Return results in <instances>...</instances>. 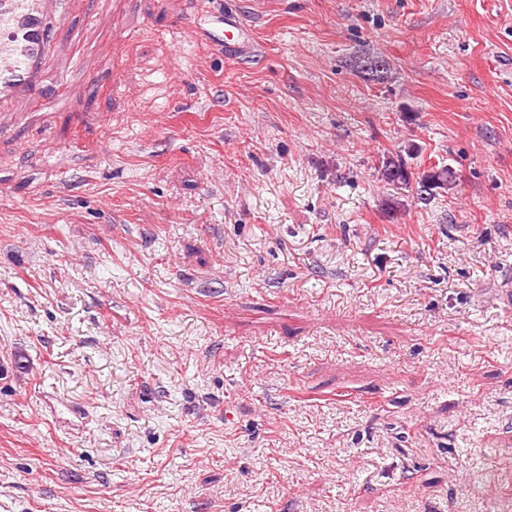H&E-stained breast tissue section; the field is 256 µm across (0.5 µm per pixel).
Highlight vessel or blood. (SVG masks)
I'll use <instances>...</instances> for the list:
<instances>
[{
    "label": "vessel or blood",
    "instance_id": "vessel-or-blood-1",
    "mask_svg": "<svg viewBox=\"0 0 512 512\" xmlns=\"http://www.w3.org/2000/svg\"><path fill=\"white\" fill-rule=\"evenodd\" d=\"M69 0H0V112L35 98L49 78L48 62ZM197 40L232 57L246 54L253 36L232 13L206 9L191 25Z\"/></svg>",
    "mask_w": 512,
    "mask_h": 512
}]
</instances>
